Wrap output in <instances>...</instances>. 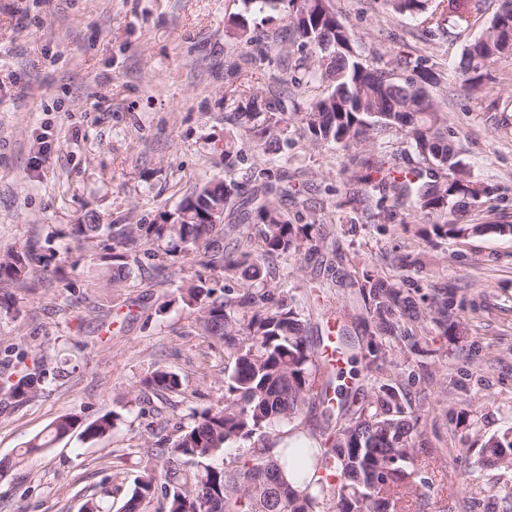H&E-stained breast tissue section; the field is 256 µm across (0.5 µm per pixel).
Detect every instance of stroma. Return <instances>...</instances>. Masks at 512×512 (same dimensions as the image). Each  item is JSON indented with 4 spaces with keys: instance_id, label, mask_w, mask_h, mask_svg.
Instances as JSON below:
<instances>
[{
    "instance_id": "obj_1",
    "label": "stroma",
    "mask_w": 512,
    "mask_h": 512,
    "mask_svg": "<svg viewBox=\"0 0 512 512\" xmlns=\"http://www.w3.org/2000/svg\"><path fill=\"white\" fill-rule=\"evenodd\" d=\"M362 55L407 54L439 74L446 95L442 130L493 192L459 215L465 224H512V57L492 65L487 91H463L455 64L477 29L432 31L425 15L398 19L384 0H333ZM242 0H0V255L33 246L50 281L10 289L0 308V352L19 347L63 374L34 401L0 396V459L59 416L116 411L118 429L95 441L72 432L0 475V512H82L89 498L124 512L144 465L150 416L140 415L138 382L155 365L182 375L180 414L224 398V349L201 336L173 287L107 286L103 244L84 248L71 226L86 215L104 224H147L197 182L223 175L224 94L263 84L266 64L230 74L229 38ZM291 167L305 170L314 216L340 246L336 277L371 265L379 276L429 294L448 291L465 336L441 357L396 352L399 375L426 369L436 423L429 497L451 488L448 512H483L484 490L512 486V472L462 473L479 435L512 424V236L425 235L422 225L365 223L337 203L349 151L311 146L288 132ZM111 497H103L104 486Z\"/></svg>"
}]
</instances>
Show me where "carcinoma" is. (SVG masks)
<instances>
[{
    "label": "carcinoma",
    "instance_id": "obj_1",
    "mask_svg": "<svg viewBox=\"0 0 512 512\" xmlns=\"http://www.w3.org/2000/svg\"><path fill=\"white\" fill-rule=\"evenodd\" d=\"M245 7L283 10L286 24L263 35H252L248 15L241 14L229 37L250 50L240 64L267 57L271 48L288 43V51L267 73L264 86L248 93L246 102L225 99L230 111L224 121V171H230L241 148L234 130L253 135L263 152L254 168L253 189L213 176L184 194L172 211L150 224H101L90 217L72 225L78 245L99 240L110 250L107 281L125 288L141 267L140 256L159 259L152 266L160 285L177 272L168 260H199L204 270L224 276L226 285L203 274L174 289L181 305L194 315L203 335L224 344V402L188 414L189 422L169 436L152 433L145 443L147 460L136 481L126 512H146L158 498L162 512H425L431 505L423 490L432 475L419 464L427 453L424 428L430 418L424 403H412L410 388L426 397V382L416 375L402 383L387 372L395 349L416 352L429 342L457 337L463 323L448 313V292L437 290L420 299L374 274L348 283V304L339 315L338 342L352 374L371 382L372 394L359 397L356 389L337 384L342 375L318 357L320 345L310 340V314L305 311L280 267L301 250L320 251L327 237L315 217L302 223L288 218L280 202L301 195L303 183L288 175V156L280 144L288 141L290 121L281 94L291 85H316L321 93L297 113L301 135L320 147L353 149L349 159L351 184L373 185L369 193L345 194L339 205L362 211L366 221L390 223L410 216L430 229L427 235L465 238L492 229L512 234V224H462L453 215L488 197L492 190L474 178L448 138L439 134L436 95L443 91L434 73L418 78L397 77L411 60L399 56L386 63L361 58L357 37L336 12L331 0H243ZM400 16L422 14L428 0H386ZM438 26L468 29L483 14L482 0H439ZM492 24L463 50L455 70L470 93L483 91V70L497 58L512 54V31L497 36ZM298 57H293L294 53ZM410 138L415 156L407 167L395 163L398 150L368 153L369 143L382 141L389 131ZM42 258L28 248L0 257V286L48 281ZM366 324V340L355 347L344 339L346 322ZM28 352L15 354L14 371L0 372V392L17 403L39 396L56 372L44 356L32 360ZM142 390L170 403L185 393L184 379L164 365L156 366L139 382ZM316 404L326 421L317 435L305 430L303 413ZM121 420L107 411L92 421L76 414L57 418L46 433L33 438L19 454L24 458L50 448L77 427L86 440L114 432ZM295 437L287 449V464L273 456L281 436ZM247 449L230 453L237 443ZM474 467L512 469V425L483 437L475 449Z\"/></svg>",
    "mask_w": 512,
    "mask_h": 512
}]
</instances>
